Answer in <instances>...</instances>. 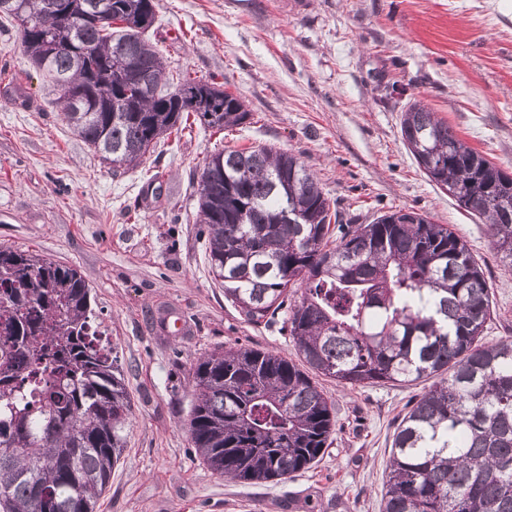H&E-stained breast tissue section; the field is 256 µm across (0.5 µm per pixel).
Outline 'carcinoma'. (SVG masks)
Here are the masks:
<instances>
[{"mask_svg": "<svg viewBox=\"0 0 512 512\" xmlns=\"http://www.w3.org/2000/svg\"><path fill=\"white\" fill-rule=\"evenodd\" d=\"M0 0L62 113L113 172L138 167L194 113L246 123L242 99L185 72L145 37L154 0ZM141 73L127 82L124 63ZM401 137L420 169L488 224L512 267V176L414 101ZM210 272L249 323H280L300 363L248 346L191 365V447L243 483L285 482L328 447L336 415L313 381L343 387L431 379L393 434L381 512H512V339H484L490 287L467 242L413 210L358 224L299 158L223 149L197 188ZM92 289L71 266L0 247V512H95L132 413Z\"/></svg>", "mask_w": 512, "mask_h": 512, "instance_id": "1", "label": "carcinoma"}]
</instances>
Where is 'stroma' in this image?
I'll return each mask as SVG.
<instances>
[{
	"mask_svg": "<svg viewBox=\"0 0 512 512\" xmlns=\"http://www.w3.org/2000/svg\"><path fill=\"white\" fill-rule=\"evenodd\" d=\"M148 37L170 70L239 95L232 135L188 120L139 167L113 173L70 129L58 92L0 23V246L76 267L117 347L127 443L96 512H380L393 432L428 387H338L320 460L288 482L213 475L189 444L193 360L246 345L294 357L278 325H251L209 271L195 185L222 148L294 153L346 212L406 209L449 225L491 289L486 340L512 338V269L488 230L419 169L400 133L423 101L512 175V0H155Z\"/></svg>",
	"mask_w": 512,
	"mask_h": 512,
	"instance_id": "35a3bbf8",
	"label": "stroma"
}]
</instances>
